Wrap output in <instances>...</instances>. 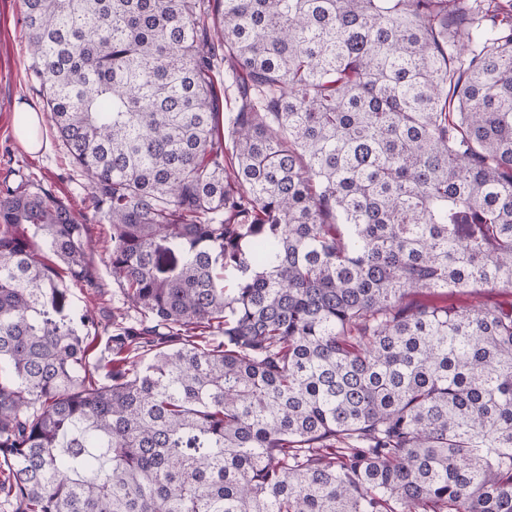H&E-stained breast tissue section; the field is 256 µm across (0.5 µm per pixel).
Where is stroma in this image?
I'll return each mask as SVG.
<instances>
[{
    "instance_id": "stroma-1",
    "label": "stroma",
    "mask_w": 512,
    "mask_h": 512,
    "mask_svg": "<svg viewBox=\"0 0 512 512\" xmlns=\"http://www.w3.org/2000/svg\"><path fill=\"white\" fill-rule=\"evenodd\" d=\"M21 10V0H0V186L36 180L87 220L95 242L97 285L73 288L72 294L76 304L88 307L107 328L114 317L126 311L119 286L107 264L112 229L95 217L85 188L86 179L75 168L49 122L40 126L43 146L38 152H30L18 136L19 106L29 105L39 113L44 110L40 83L31 71L32 59Z\"/></svg>"
}]
</instances>
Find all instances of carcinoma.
I'll return each mask as SVG.
<instances>
[{"instance_id": "1", "label": "carcinoma", "mask_w": 512, "mask_h": 512, "mask_svg": "<svg viewBox=\"0 0 512 512\" xmlns=\"http://www.w3.org/2000/svg\"><path fill=\"white\" fill-rule=\"evenodd\" d=\"M22 5L137 317L92 360L89 225L0 190L3 503L512 512V301H407L512 294V0ZM415 299L437 304H448V308L461 309L477 303L494 305L507 298L502 296L498 291L488 292L470 288L465 291L448 294V296L443 294L420 293L415 296Z\"/></svg>"}]
</instances>
